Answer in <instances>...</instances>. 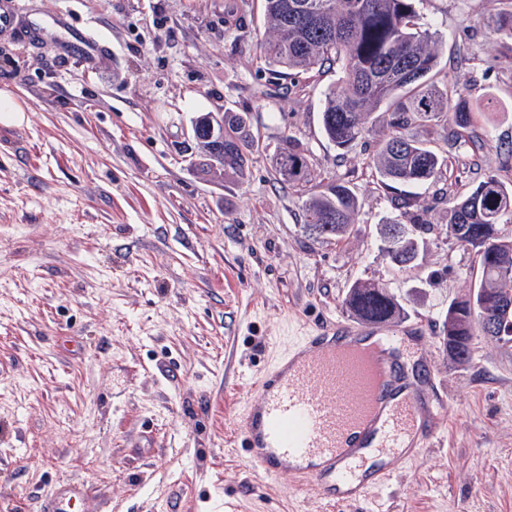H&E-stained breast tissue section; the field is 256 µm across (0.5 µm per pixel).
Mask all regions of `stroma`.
Listing matches in <instances>:
<instances>
[{
    "instance_id": "35a3bbf8",
    "label": "stroma",
    "mask_w": 512,
    "mask_h": 512,
    "mask_svg": "<svg viewBox=\"0 0 512 512\" xmlns=\"http://www.w3.org/2000/svg\"><path fill=\"white\" fill-rule=\"evenodd\" d=\"M20 25L66 9L112 46L81 66L64 31L41 42L0 36V512H34L63 480L87 483L100 512H512V341L478 339L451 360L442 324L478 283L473 251L448 234L429 185L380 181L365 141L326 138L321 112L336 72L280 76L255 50L259 0H25ZM439 67L485 101L477 143L446 146L448 180L512 184V45L486 0H425ZM246 112L263 136L246 176L201 172L189 135L204 112ZM297 139L311 185H350L345 238L309 239L301 201L273 153ZM429 207L417 266L382 254L393 200ZM404 306L396 328L425 329L410 364L447 394L436 438L393 466L388 488L353 506L257 473L232 432L255 379L298 336L347 319L357 280Z\"/></svg>"
}]
</instances>
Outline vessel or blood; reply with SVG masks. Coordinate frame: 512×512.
<instances>
[{"label": "vessel or blood", "instance_id": "b4317fda", "mask_svg": "<svg viewBox=\"0 0 512 512\" xmlns=\"http://www.w3.org/2000/svg\"><path fill=\"white\" fill-rule=\"evenodd\" d=\"M65 28L78 64L111 54L91 28ZM407 336L384 324L344 320L316 326L302 348L259 377V409L236 428L250 463L266 477L289 473L328 501L350 506L392 477L394 461L414 456L436 436L446 413L437 387L410 382L400 350ZM87 485L63 482L36 512H74L88 503Z\"/></svg>", "mask_w": 512, "mask_h": 512}]
</instances>
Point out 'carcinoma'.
<instances>
[{
  "instance_id": "cac0c4a2",
  "label": "carcinoma",
  "mask_w": 512,
  "mask_h": 512,
  "mask_svg": "<svg viewBox=\"0 0 512 512\" xmlns=\"http://www.w3.org/2000/svg\"><path fill=\"white\" fill-rule=\"evenodd\" d=\"M423 0H261L262 20L269 37L260 54L271 67L289 74L336 67L338 85L328 89L322 111L327 139L347 148L370 133L371 115L381 107L390 112V134L374 159L384 186L438 184L448 168V156L427 139H415L409 128L422 125L442 129L443 141L457 143L472 138L474 115L481 106L466 88L448 80L438 70L439 37L421 24ZM495 34L512 41V10L492 14ZM251 124L247 112L224 113V154L202 143V170L221 166L246 175L256 152L254 140L244 136ZM288 150L275 152L273 162L279 181L302 199V231L324 229L321 241L340 240L350 233L357 214V197L343 182L332 181L325 189L308 188L313 164L306 150L286 137ZM439 200L448 204L451 236L479 258L480 281L475 291L481 310L469 314L448 310L443 322L446 336H468L465 349H448L457 363L472 357L474 341L492 338L484 316L495 307L481 305L483 293L512 282V185L494 175L457 190L439 189ZM398 214L387 220L411 230L427 224L429 208H416L411 198H396ZM346 309L369 323H385L404 314L403 305L378 283L355 281L344 299Z\"/></svg>"
}]
</instances>
